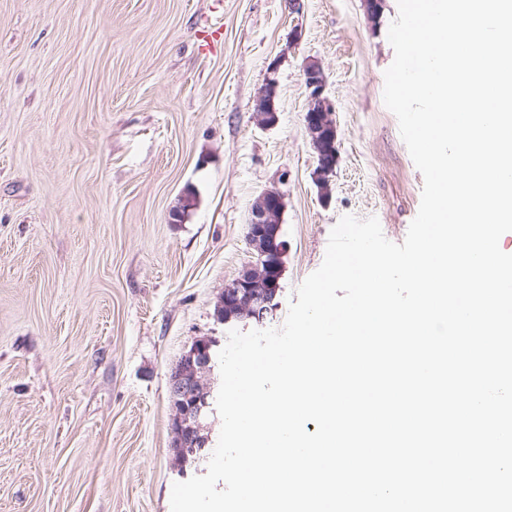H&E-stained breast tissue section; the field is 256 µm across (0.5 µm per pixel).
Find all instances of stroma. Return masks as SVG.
I'll use <instances>...</instances> for the list:
<instances>
[{
	"mask_svg": "<svg viewBox=\"0 0 512 512\" xmlns=\"http://www.w3.org/2000/svg\"><path fill=\"white\" fill-rule=\"evenodd\" d=\"M397 0H0V512H171L169 374L255 322L216 303L248 265L254 200L285 194L278 329L339 219L403 243L424 179L383 102ZM335 106L313 179L303 68ZM275 75L279 120L255 104Z\"/></svg>",
	"mask_w": 512,
	"mask_h": 512,
	"instance_id": "stroma-1",
	"label": "stroma"
}]
</instances>
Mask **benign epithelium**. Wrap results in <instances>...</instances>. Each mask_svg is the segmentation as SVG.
I'll use <instances>...</instances> for the list:
<instances>
[{"label":"benign epithelium","instance_id":"obj_1","mask_svg":"<svg viewBox=\"0 0 512 512\" xmlns=\"http://www.w3.org/2000/svg\"><path fill=\"white\" fill-rule=\"evenodd\" d=\"M304 81L312 105L305 115L308 134L318 152L316 181L323 198H329V176L336 167V157L325 156L323 145L336 139L334 107L324 96L325 84L321 68L308 63L303 69ZM278 81L267 77L255 113L258 124L269 127L278 122L274 107ZM284 208V193L277 187L262 192L254 201L247 225V239L255 261L234 282L224 288L219 297L217 316L229 321L239 313L247 319L261 321L272 312L281 288L282 255L286 241L281 239L280 218ZM217 340L203 337L196 340L181 357L170 374V397L175 408L173 420L176 437L170 448L174 461L182 465L199 453L206 443L199 420L207 407L212 371V348Z\"/></svg>","mask_w":512,"mask_h":512}]
</instances>
